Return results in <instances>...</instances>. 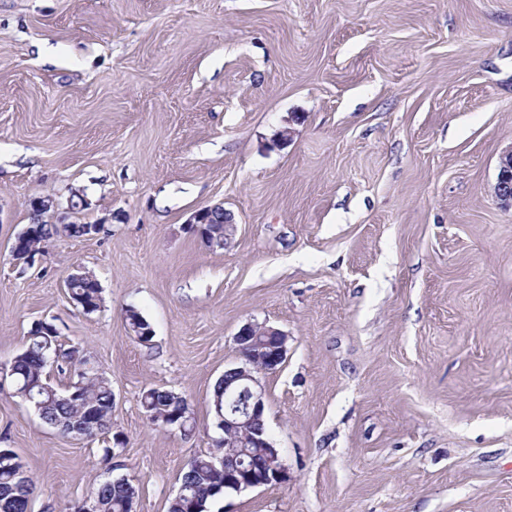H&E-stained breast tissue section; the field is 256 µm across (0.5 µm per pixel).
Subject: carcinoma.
Listing matches in <instances>:
<instances>
[{
    "instance_id": "obj_1",
    "label": "carcinoma",
    "mask_w": 512,
    "mask_h": 512,
    "mask_svg": "<svg viewBox=\"0 0 512 512\" xmlns=\"http://www.w3.org/2000/svg\"><path fill=\"white\" fill-rule=\"evenodd\" d=\"M37 235L33 238L36 245L46 244L59 233L71 237L87 235L85 225L68 224L59 227L55 224L36 225ZM68 293L73 303L84 313L92 314L101 308V291L93 278L68 280ZM128 330L136 339L147 344L151 342L153 330L149 322L133 309L125 311ZM80 352L76 347L66 348L60 341L57 327L48 322L39 321L28 331L21 352L8 367L11 378L21 397L33 395L30 384L36 380L46 381L48 370L54 368L60 374L72 371L80 362ZM80 396L66 399L55 392V386L47 384L40 393V417L55 426L63 434L76 438H90L108 433L112 427V386L109 381L93 373L81 374ZM142 406L146 414L158 413L169 416L176 411H190L188 403L178 406L172 403L167 391L149 389L143 393ZM95 412L97 427L86 430L74 426L86 414ZM213 457L200 455L194 457L180 475V484L184 486V496L175 497L168 512H205L207 503L224 495V472L214 469ZM35 483L21 457L10 448H0V512H31ZM138 488L131 480L121 477L102 483L94 492L93 502L97 512H130L133 497Z\"/></svg>"
}]
</instances>
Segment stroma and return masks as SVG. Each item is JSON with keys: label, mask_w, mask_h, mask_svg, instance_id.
<instances>
[{"label": "stroma", "mask_w": 512, "mask_h": 512, "mask_svg": "<svg viewBox=\"0 0 512 512\" xmlns=\"http://www.w3.org/2000/svg\"><path fill=\"white\" fill-rule=\"evenodd\" d=\"M511 146L512 0H0V363L53 322L124 440L103 460L0 381L31 512L118 477L168 512L219 452L212 392L249 322L289 336L261 377L289 481L206 512H512ZM75 191L105 231L16 264L27 200ZM218 203L236 230L213 248L185 221ZM150 388L187 400L189 435L148 419ZM494 195L502 205L512 206V148L500 157ZM67 290L73 303L81 307L84 313L92 314L101 308V291L94 278L68 280ZM125 320L128 330L132 334L137 335H134V337L140 343L148 344L149 342H151L153 337V330L149 322L141 315V313H139L134 308H129L125 311Z\"/></svg>", "instance_id": "stroma-1"}]
</instances>
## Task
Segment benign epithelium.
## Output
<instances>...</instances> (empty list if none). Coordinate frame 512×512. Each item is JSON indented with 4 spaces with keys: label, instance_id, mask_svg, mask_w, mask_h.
<instances>
[{
    "label": "benign epithelium",
    "instance_id": "obj_1",
    "mask_svg": "<svg viewBox=\"0 0 512 512\" xmlns=\"http://www.w3.org/2000/svg\"><path fill=\"white\" fill-rule=\"evenodd\" d=\"M495 196L505 206H512V150L500 157ZM36 210L49 224L62 226L68 223L77 203L70 202L68 210L59 212L58 203L51 195L36 199ZM221 209L216 204L194 211L185 221L189 230L207 234V242L224 245L225 236L234 230V218L224 213L223 227L217 226L214 214ZM11 247L15 261L27 266L34 262L35 253L24 249L20 241ZM235 342L245 365L224 370V414L218 422L224 428V457L215 459L224 468V493H240L262 486L288 483V469L281 460L278 448L273 445L265 428H255L264 420L265 389L260 375L277 370L285 361L288 351V334L271 326L258 323L243 325L235 335ZM263 448L267 456V470L258 473L246 459L247 449Z\"/></svg>",
    "mask_w": 512,
    "mask_h": 512
}]
</instances>
